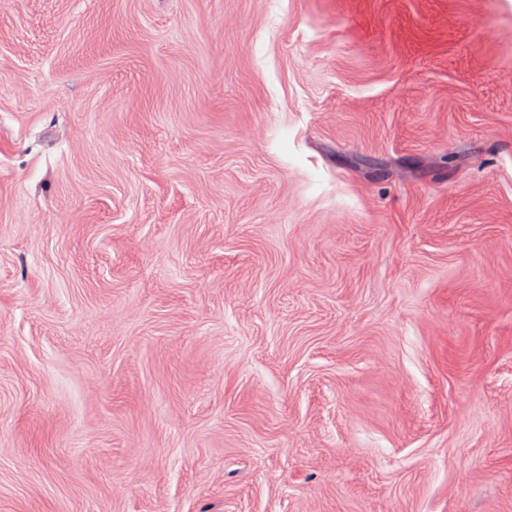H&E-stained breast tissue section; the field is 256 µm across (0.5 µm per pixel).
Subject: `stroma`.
<instances>
[{
  "label": "stroma",
  "instance_id": "obj_1",
  "mask_svg": "<svg viewBox=\"0 0 512 512\" xmlns=\"http://www.w3.org/2000/svg\"><path fill=\"white\" fill-rule=\"evenodd\" d=\"M0 512H512V0H0Z\"/></svg>",
  "mask_w": 512,
  "mask_h": 512
}]
</instances>
